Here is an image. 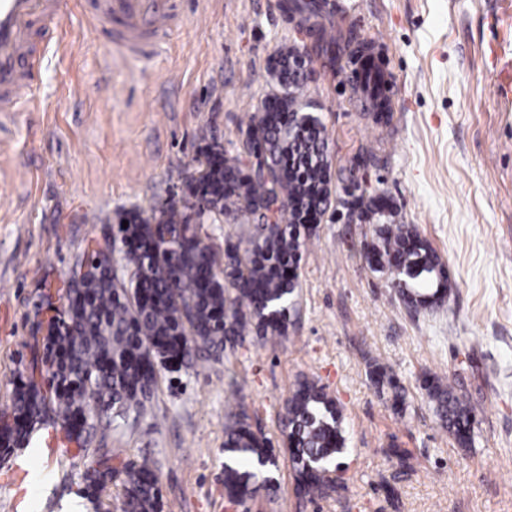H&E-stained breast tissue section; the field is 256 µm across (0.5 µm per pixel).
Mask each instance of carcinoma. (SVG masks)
<instances>
[{
	"label": "carcinoma",
	"mask_w": 512,
	"mask_h": 512,
	"mask_svg": "<svg viewBox=\"0 0 512 512\" xmlns=\"http://www.w3.org/2000/svg\"><path fill=\"white\" fill-rule=\"evenodd\" d=\"M270 89L239 125L243 151L231 155L212 141L200 148L178 199L150 213L119 215L116 238L123 273L106 252L116 242L87 243L82 261L63 281V309L38 325L43 353L17 370L26 380L12 394L11 421L0 425V450L30 443L50 418L82 446L104 417L146 409L159 368L191 366L198 356L235 350L247 337L277 342L288 336L298 314L299 267L315 236L309 214L324 215L348 205L331 180L326 127L310 111L308 79L296 45L280 47L269 59ZM257 148L271 174L248 170ZM204 209L194 214L187 203ZM276 203L275 221L264 210ZM226 216L252 224L247 241L227 237L224 247L205 241L202 228ZM128 222L122 227V222ZM377 244L366 252L372 269L392 276L400 301L419 313L442 306L451 290L448 272L431 243L412 224L387 219L378 224ZM368 376L391 394L402 413L406 391L385 366L374 362ZM421 387L440 427L458 445H473L475 409L444 373L424 375ZM295 488L313 501L341 489L329 477L347 451L342 409L315 378L296 381L279 414ZM224 495L242 505L274 489L278 457L271 441L253 430L252 416L239 404L224 426ZM112 456L93 451L82 473L84 490L97 500L112 483ZM121 512H161L158 477L145 461L123 467Z\"/></svg>",
	"instance_id": "1"
}]
</instances>
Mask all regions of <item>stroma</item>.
Returning a JSON list of instances; mask_svg holds the SVG:
<instances>
[{"label": "stroma", "mask_w": 512, "mask_h": 512, "mask_svg": "<svg viewBox=\"0 0 512 512\" xmlns=\"http://www.w3.org/2000/svg\"><path fill=\"white\" fill-rule=\"evenodd\" d=\"M333 55L286 16L282 0H184L183 21L154 55L118 59L86 24L82 0L36 29L45 50L33 105L0 114V411L19 363L41 355L35 309L87 240L120 212L179 194L198 147L241 148L238 123L269 89L284 44L311 56L310 98L323 121L332 183L352 175L437 249L453 284L440 308L410 313L366 251L376 220L327 213L299 269L301 314L276 345L248 338L229 357L160 371L144 417L101 427L93 447L114 466L148 461L163 512H512V104L493 91L482 54L498 0H321ZM367 44L395 84L376 118L354 90L352 57ZM379 361L407 390L404 413L367 377ZM445 373L476 413L471 448L442 430L420 387ZM319 379L341 404L348 450L341 490L297 497L278 413L296 380ZM245 401L279 456L274 492L229 504L222 484L227 410ZM408 450L407 467L389 444ZM28 463L24 500L0 485V512H120V479L101 504L83 492L74 449L55 461L39 441L0 455Z\"/></svg>", "instance_id": "stroma-1"}]
</instances>
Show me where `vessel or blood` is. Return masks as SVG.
Here are the masks:
<instances>
[{"label":"vessel or blood","mask_w":512,"mask_h":512,"mask_svg":"<svg viewBox=\"0 0 512 512\" xmlns=\"http://www.w3.org/2000/svg\"><path fill=\"white\" fill-rule=\"evenodd\" d=\"M85 12L107 33L120 55L155 53L181 16L179 0H84ZM60 0H0V112H16L30 100L43 50L32 28L55 23ZM499 36L488 49L496 96L512 102V8L495 15Z\"/></svg>","instance_id":"1"}]
</instances>
